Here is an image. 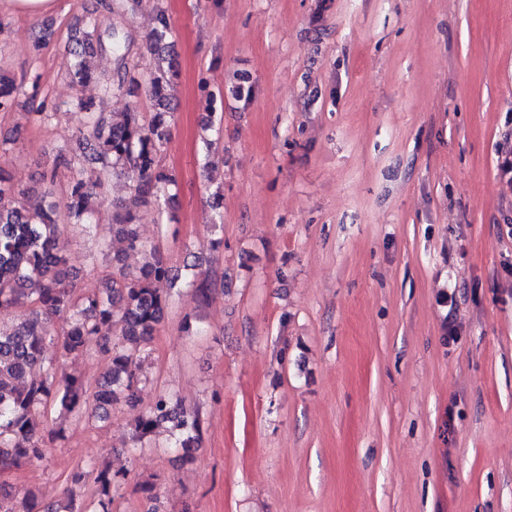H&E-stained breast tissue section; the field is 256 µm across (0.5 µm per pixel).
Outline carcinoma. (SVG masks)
Instances as JSON below:
<instances>
[{"label": "carcinoma", "mask_w": 512, "mask_h": 512, "mask_svg": "<svg viewBox=\"0 0 512 512\" xmlns=\"http://www.w3.org/2000/svg\"><path fill=\"white\" fill-rule=\"evenodd\" d=\"M136 0H84L83 31L69 40L75 65L69 73L73 85L95 84L102 101L121 90L145 83L160 108L150 122L142 120L137 107L126 112H93L82 96L70 102V110L84 112L87 119L78 129L81 153L59 150L44 167V186L37 202L28 200L29 190L15 184L0 166V474L44 459L48 448L63 437L64 428L48 427L46 415L53 408L64 417L92 419L98 410L124 402H138V384L143 375L142 355L163 324L170 295L165 285L179 278V268L159 244H149L136 224L142 208L161 206L165 191L176 184L175 174L159 164V155L169 143L171 120L168 89L172 68L158 64L143 73L132 62L129 34L114 25V16L133 10ZM171 31L166 10L157 14V26L146 38L149 54L159 51ZM109 51L114 71L100 78L86 63L95 51ZM24 93V83L0 79V112L9 111ZM123 177L130 195L119 203L112 218V243L102 245L110 257L112 272L101 293L80 291L61 245L69 234L84 238L96 235L94 195L111 181ZM131 252L143 255L136 269L126 263ZM212 271L196 273L199 302L210 299ZM61 321V331L51 339L57 355L44 356L47 322ZM108 360L102 378L94 383L67 364L90 355ZM163 423L179 432V445L187 450L199 443L202 421L197 410H188L168 396H160L134 425L142 442ZM115 476L109 467L82 471L74 482L92 483L91 496L99 512H112ZM0 512H73L52 504L39 506L33 497H18L6 481L0 482Z\"/></svg>", "instance_id": "cac0c4a2"}]
</instances>
